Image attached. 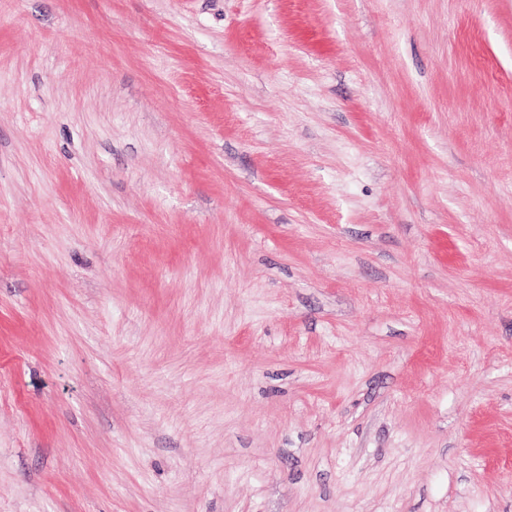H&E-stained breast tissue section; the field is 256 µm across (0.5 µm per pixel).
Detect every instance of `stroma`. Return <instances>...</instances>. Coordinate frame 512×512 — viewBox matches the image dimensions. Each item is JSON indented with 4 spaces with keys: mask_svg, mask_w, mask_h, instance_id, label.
Instances as JSON below:
<instances>
[{
    "mask_svg": "<svg viewBox=\"0 0 512 512\" xmlns=\"http://www.w3.org/2000/svg\"><path fill=\"white\" fill-rule=\"evenodd\" d=\"M0 512H512V0H0Z\"/></svg>",
    "mask_w": 512,
    "mask_h": 512,
    "instance_id": "35a3bbf8",
    "label": "stroma"
}]
</instances>
